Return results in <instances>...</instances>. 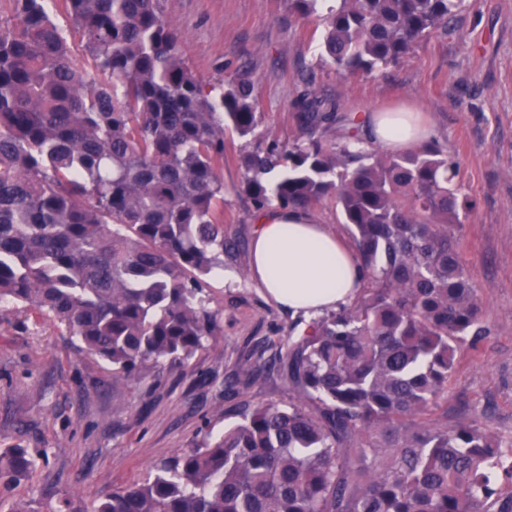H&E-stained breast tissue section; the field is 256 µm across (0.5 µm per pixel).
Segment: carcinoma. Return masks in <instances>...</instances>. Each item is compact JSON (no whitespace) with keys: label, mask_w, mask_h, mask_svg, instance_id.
Listing matches in <instances>:
<instances>
[{"label":"carcinoma","mask_w":512,"mask_h":512,"mask_svg":"<svg viewBox=\"0 0 512 512\" xmlns=\"http://www.w3.org/2000/svg\"><path fill=\"white\" fill-rule=\"evenodd\" d=\"M0 24V308L63 326L114 378L186 366L219 329L203 292L224 270V133L253 137V82L202 80L159 0H63L94 70L72 59L46 0ZM325 27L327 62L370 75L451 24L462 0H284ZM301 135L239 156L255 210L336 199L362 286L290 328L279 358L295 400L261 404L157 464L92 512H512V438L448 425L463 343L487 333L451 227L474 204L436 145L388 153L359 128L319 129L336 107L307 91ZM0 452V495L29 478ZM9 512L42 511L24 497Z\"/></svg>","instance_id":"obj_1"}]
</instances>
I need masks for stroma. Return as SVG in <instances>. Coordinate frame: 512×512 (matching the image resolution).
Masks as SVG:
<instances>
[{
    "label": "stroma",
    "mask_w": 512,
    "mask_h": 512,
    "mask_svg": "<svg viewBox=\"0 0 512 512\" xmlns=\"http://www.w3.org/2000/svg\"><path fill=\"white\" fill-rule=\"evenodd\" d=\"M160 9L200 78L254 82L259 128L281 140L299 135L293 103L308 90L336 105V123L321 130L330 142L344 117L361 121L380 107L412 102L429 119L432 143L458 162L456 183L476 204L455 235L488 330L459 354L448 420L476 418L512 437V0H465L448 32L348 80L320 58L323 25L288 13L283 0H160ZM248 145L224 139V237L235 247L208 290L220 329L187 367L117 382L63 327L0 315V450L21 446L38 459L16 493L0 494V512L16 494L41 503L67 495L75 512H91L160 460L223 432L240 410L292 400L272 364L290 326L307 318L267 300L248 276L255 211L239 165ZM251 355L264 370L247 384L239 367Z\"/></svg>",
    "instance_id": "obj_1"
}]
</instances>
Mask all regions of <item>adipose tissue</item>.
Masks as SVG:
<instances>
[{
	"label": "adipose tissue",
	"instance_id": "1",
	"mask_svg": "<svg viewBox=\"0 0 512 512\" xmlns=\"http://www.w3.org/2000/svg\"><path fill=\"white\" fill-rule=\"evenodd\" d=\"M369 127L376 144L393 152L415 150L430 136L411 112H372ZM256 224L250 269L268 299L309 315L355 298L361 280L352 251L310 214L274 207Z\"/></svg>",
	"mask_w": 512,
	"mask_h": 512
}]
</instances>
